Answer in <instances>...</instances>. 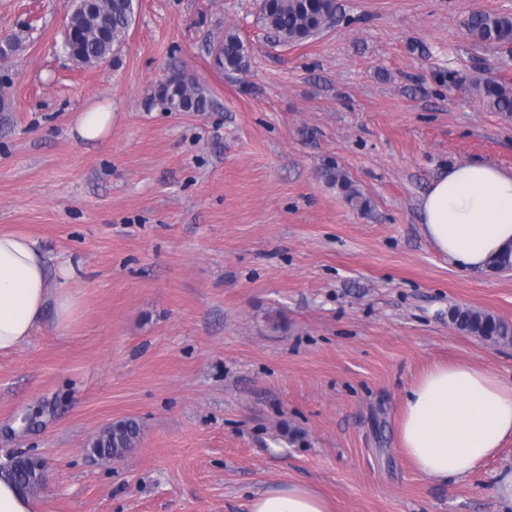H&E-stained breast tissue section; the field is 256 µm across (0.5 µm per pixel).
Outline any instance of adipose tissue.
I'll use <instances>...</instances> for the list:
<instances>
[{
    "label": "adipose tissue",
    "mask_w": 512,
    "mask_h": 512,
    "mask_svg": "<svg viewBox=\"0 0 512 512\" xmlns=\"http://www.w3.org/2000/svg\"><path fill=\"white\" fill-rule=\"evenodd\" d=\"M425 236L458 270L479 275L512 245V172L462 161L433 181L420 199ZM72 264L48 271L38 238L0 230V354L22 347L53 316L66 330L79 308ZM416 469L445 483L473 472L512 440V383L466 362L438 365L406 392L398 424ZM250 512H329L313 488L288 484L257 494Z\"/></svg>",
    "instance_id": "1"
}]
</instances>
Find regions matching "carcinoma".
<instances>
[{
  "label": "carcinoma",
  "mask_w": 512,
  "mask_h": 512,
  "mask_svg": "<svg viewBox=\"0 0 512 512\" xmlns=\"http://www.w3.org/2000/svg\"><path fill=\"white\" fill-rule=\"evenodd\" d=\"M94 5L95 10L87 11L77 0L65 29V41L71 43L72 50L87 66L119 58L135 17L127 0H96ZM259 19L278 41L300 43L336 22V3L334 0H264ZM466 28L478 43L500 47L512 44V16L474 10L468 16ZM211 54L218 69L242 72L248 66L250 49L238 36L228 34L213 45ZM179 75V81L161 92L158 101L171 112L180 108L187 112L206 111L209 106L206 90L188 81L184 71H179ZM468 91L478 96L488 111L512 113V84L481 72L471 79ZM324 176L345 193L354 207L360 210L368 207L362 193L341 170L327 171ZM448 318L463 332L496 343H512V326L489 313L456 306L449 309ZM140 435L137 421H121L103 430L91 442L90 452L102 458L120 457L135 446Z\"/></svg>",
  "instance_id": "1"
}]
</instances>
